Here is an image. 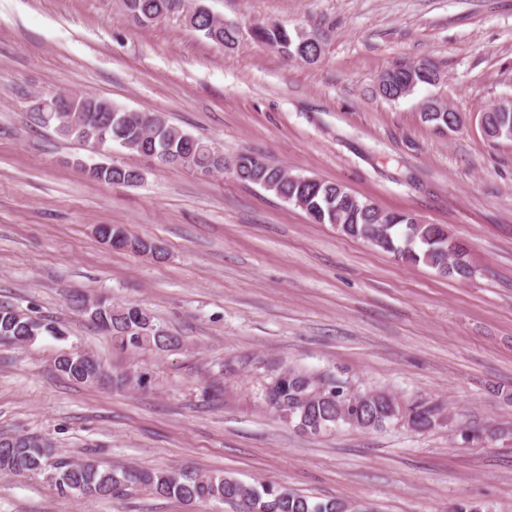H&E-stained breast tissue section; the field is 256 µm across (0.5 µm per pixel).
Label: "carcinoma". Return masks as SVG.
Here are the masks:
<instances>
[{
  "instance_id": "obj_1",
  "label": "carcinoma",
  "mask_w": 512,
  "mask_h": 512,
  "mask_svg": "<svg viewBox=\"0 0 512 512\" xmlns=\"http://www.w3.org/2000/svg\"><path fill=\"white\" fill-rule=\"evenodd\" d=\"M128 10L137 15L141 26L163 22L172 15L191 12L185 25L222 46H233L240 37L239 28L214 21L202 9H195L193 0H130ZM256 40L290 56L313 62L321 53V44L313 35L301 36L284 26L273 27L256 35ZM437 67L424 62L413 69L401 63L384 73L379 86L381 95L397 101L411 94L418 86L430 84L438 77ZM86 111L71 117L66 129L46 112L37 117L45 125L55 126L58 133L84 143L94 144L103 134L101 144L109 149L112 144L136 152L152 155L166 166L186 167L194 171L224 165V156L205 154L207 143L182 128L168 123L162 116L153 121L154 130L146 133L149 115L127 110L122 121L111 120L106 113L94 111L99 99L80 94ZM421 119L435 127H448V113L438 108V102L422 104ZM500 114L485 110L483 129L491 140L499 136L512 138V125L499 120ZM236 177L274 193L289 202L302 199L315 212H324L323 224H334L348 237L362 239L395 258L411 264L420 262L436 269L442 275L466 278L472 274L468 262V248L449 235L443 224H424L407 211H385L370 201H363L345 186L319 178L284 180L281 168L264 159L242 154ZM89 176L99 182L127 185L137 179L136 170L128 166L93 170ZM85 297L74 300L80 312L112 337L121 349H164L180 344V339L168 332L143 308L137 305L114 306L106 298L96 300L90 309H84ZM64 325L53 320L26 317L7 306H0V341L15 346L32 342L45 332L60 337ZM56 369L69 378L85 384L106 383L109 376L93 356L71 352L55 360ZM268 404L284 421L295 424L302 433L319 436L339 423L360 428L379 429L395 414L392 396L382 392L348 398L343 384L331 377L314 376L294 366H284L268 383L265 390ZM436 411L416 405L408 417L416 429H425L435 421ZM50 453L44 444L26 435L0 437V470L40 474L50 467ZM52 482L61 493H80L117 496L128 488H142L161 496L175 498L188 505L219 500L241 507L242 512H355L350 504L339 500L314 502L284 487L243 483L224 473L197 474L186 470H142L102 468L91 459L74 463H58Z\"/></svg>"
}]
</instances>
